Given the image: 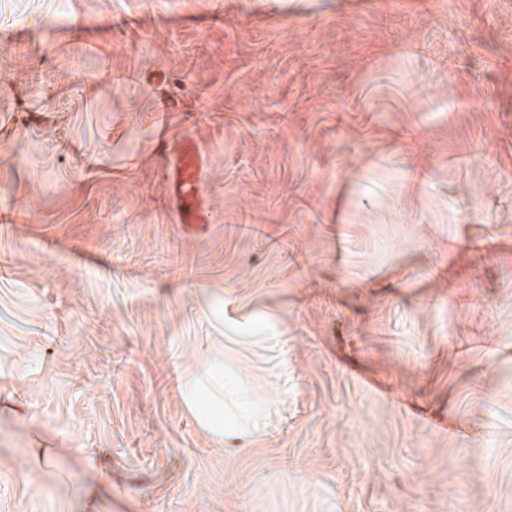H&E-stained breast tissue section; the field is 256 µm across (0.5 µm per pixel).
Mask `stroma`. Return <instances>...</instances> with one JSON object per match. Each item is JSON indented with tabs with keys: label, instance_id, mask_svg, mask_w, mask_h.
<instances>
[{
	"label": "stroma",
	"instance_id": "obj_1",
	"mask_svg": "<svg viewBox=\"0 0 512 512\" xmlns=\"http://www.w3.org/2000/svg\"><path fill=\"white\" fill-rule=\"evenodd\" d=\"M0 512H512V0H0ZM174 199L180 223L205 222L200 153L192 141L181 140L172 152ZM235 390L234 379L224 376V363L213 357L188 373L182 396L187 407L196 414L199 425L220 438L236 426L224 425L235 411L234 407L227 410L224 399L229 403L228 396H233Z\"/></svg>",
	"mask_w": 512,
	"mask_h": 512
}]
</instances>
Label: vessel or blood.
<instances>
[{"mask_svg":"<svg viewBox=\"0 0 512 512\" xmlns=\"http://www.w3.org/2000/svg\"><path fill=\"white\" fill-rule=\"evenodd\" d=\"M172 156L174 199L179 220L184 224L204 223L199 150L193 142L183 140L176 144Z\"/></svg>","mask_w":512,"mask_h":512,"instance_id":"1","label":"vessel or blood"}]
</instances>
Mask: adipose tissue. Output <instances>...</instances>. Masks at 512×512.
<instances>
[{
	"label": "adipose tissue",
	"mask_w": 512,
	"mask_h": 512,
	"mask_svg": "<svg viewBox=\"0 0 512 512\" xmlns=\"http://www.w3.org/2000/svg\"><path fill=\"white\" fill-rule=\"evenodd\" d=\"M235 390V381L225 376L223 363L211 358L188 373L182 396L187 407L195 413L200 426L220 438L230 431L225 424L230 412L224 401Z\"/></svg>",
	"instance_id": "obj_1"
}]
</instances>
